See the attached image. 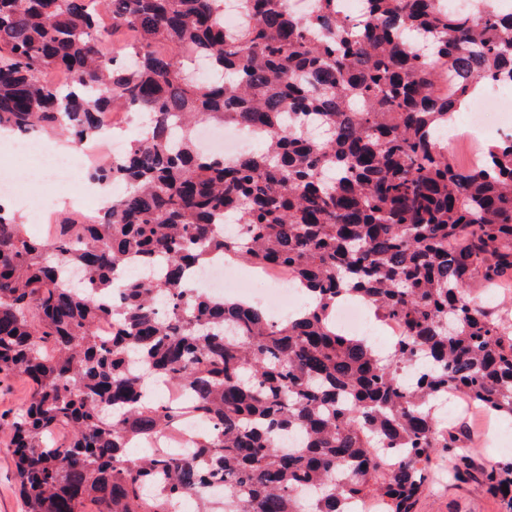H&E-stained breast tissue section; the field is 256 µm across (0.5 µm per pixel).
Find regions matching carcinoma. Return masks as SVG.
Returning a JSON list of instances; mask_svg holds the SVG:
<instances>
[{"label": "carcinoma", "instance_id": "carcinoma-1", "mask_svg": "<svg viewBox=\"0 0 512 512\" xmlns=\"http://www.w3.org/2000/svg\"><path fill=\"white\" fill-rule=\"evenodd\" d=\"M240 8L227 31L224 0H0V131L79 144L115 109L149 116L90 172L124 185L101 222L33 238L0 203V375L31 384L0 433L26 512H413L438 449L460 480L475 452L440 397L512 417V313L467 296L512 284V138L477 168L438 140L474 90L512 85V10ZM212 122L260 128L263 149L204 154ZM227 252L292 269L310 302L273 322L194 287ZM349 297L403 324L388 354L336 328ZM187 403L210 423L189 449L132 447ZM484 477L512 512V462Z\"/></svg>", "mask_w": 512, "mask_h": 512}]
</instances>
